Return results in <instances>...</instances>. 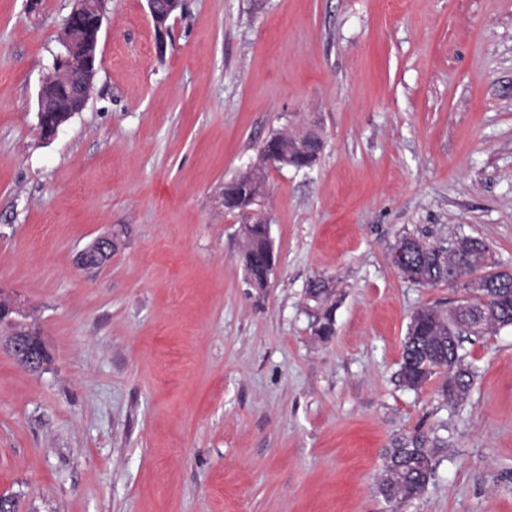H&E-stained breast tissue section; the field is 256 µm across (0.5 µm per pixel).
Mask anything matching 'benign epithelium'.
Returning <instances> with one entry per match:
<instances>
[{
  "mask_svg": "<svg viewBox=\"0 0 512 512\" xmlns=\"http://www.w3.org/2000/svg\"><path fill=\"white\" fill-rule=\"evenodd\" d=\"M148 13L158 34V49H164L166 22L177 11L184 9V0H145ZM103 0H74L70 14L64 19L59 42L62 50L55 56L51 72L44 78L38 93L39 124H45L47 113L56 112L63 118L44 128L50 139L77 112L84 109L102 62L99 44L104 23L107 22ZM309 154L301 146V137L289 141L284 149L266 156L262 164L240 173L238 189L247 199V224H268L270 216L265 192H253L252 184L264 180L265 168L290 167L288 151L293 148ZM114 236L102 235L94 239L78 256L77 267L92 269L107 263L116 250ZM6 347L27 370L38 373L51 362L47 345L27 322L25 303L0 289V347Z\"/></svg>",
  "mask_w": 512,
  "mask_h": 512,
  "instance_id": "obj_1",
  "label": "benign epithelium"
}]
</instances>
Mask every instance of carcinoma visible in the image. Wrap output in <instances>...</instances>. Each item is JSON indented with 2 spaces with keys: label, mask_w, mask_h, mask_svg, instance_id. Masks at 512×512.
<instances>
[{
  "label": "carcinoma",
  "mask_w": 512,
  "mask_h": 512,
  "mask_svg": "<svg viewBox=\"0 0 512 512\" xmlns=\"http://www.w3.org/2000/svg\"><path fill=\"white\" fill-rule=\"evenodd\" d=\"M245 202L230 186H224V210L244 216ZM250 248L242 264L247 276L257 283L266 278L268 267L275 262L262 224L246 225ZM468 244L454 248V242H429L411 235L399 237L391 251L413 274L412 283L424 287L448 285L467 288L465 277L481 274L491 287L469 294L460 304L447 310L424 306L411 317L405 336L399 369L400 382L418 389L432 376L444 380L440 395L450 403L464 399L469 393L475 371L461 354L463 344L452 339L461 326L473 327V336H483L499 328L512 326V278L503 281L494 273L495 262L483 249L484 240L466 237ZM308 299L326 303L331 292L325 282L317 280L307 290ZM333 307H328L316 330L323 340L334 334ZM447 451L445 445L423 439L411 446L398 443L387 449L386 461L378 481L379 493L386 500L410 501L420 497L433 478L438 457Z\"/></svg>",
  "instance_id": "carcinoma-1"
}]
</instances>
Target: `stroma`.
I'll list each match as a JSON object with an SVG mask.
<instances>
[{
	"mask_svg": "<svg viewBox=\"0 0 512 512\" xmlns=\"http://www.w3.org/2000/svg\"><path fill=\"white\" fill-rule=\"evenodd\" d=\"M88 102L50 140L37 93L70 0H0V288L52 355L0 349V493L17 512H512V327L476 372L397 376L407 327L461 288L389 261L402 235L482 238L512 267V0H186L165 48L107 0ZM319 121L310 169L267 170L278 262L253 288L224 184ZM118 249L76 266L95 237ZM332 288L335 333L307 290ZM447 442L385 501L387 448Z\"/></svg>",
	"mask_w": 512,
	"mask_h": 512,
	"instance_id": "stroma-1",
	"label": "stroma"
}]
</instances>
